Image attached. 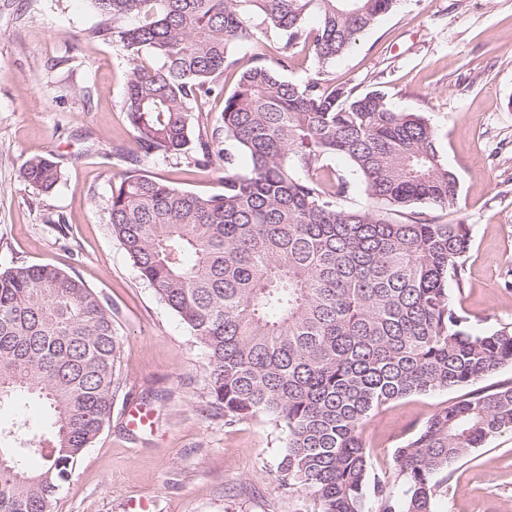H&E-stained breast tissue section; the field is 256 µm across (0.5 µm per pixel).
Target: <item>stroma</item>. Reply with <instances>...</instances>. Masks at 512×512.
I'll return each instance as SVG.
<instances>
[{"instance_id":"stroma-1","label":"stroma","mask_w":512,"mask_h":512,"mask_svg":"<svg viewBox=\"0 0 512 512\" xmlns=\"http://www.w3.org/2000/svg\"><path fill=\"white\" fill-rule=\"evenodd\" d=\"M99 21L91 0H0V271L52 263L78 274L111 301L122 335L126 382L112 419L54 512H127L140 499L150 512H314L274 479L284 447L274 421L210 418L203 347L112 235L105 203L129 170L191 192L219 183L180 157L134 160L131 65L118 43L88 38ZM328 71L437 129L459 180L449 218L471 228L453 303L475 330L512 326V0H401ZM40 154L62 172L49 192L18 176ZM460 396L412 395L374 412L363 428L374 472L393 480L396 448ZM132 406L152 425H129ZM436 512H512L511 431L450 467Z\"/></svg>"}]
</instances>
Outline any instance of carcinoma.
Here are the masks:
<instances>
[{
	"label": "carcinoma",
	"mask_w": 512,
	"mask_h": 512,
	"mask_svg": "<svg viewBox=\"0 0 512 512\" xmlns=\"http://www.w3.org/2000/svg\"><path fill=\"white\" fill-rule=\"evenodd\" d=\"M91 2L100 22L87 37L120 44L132 64L123 110L136 157L220 173L222 190L200 194L132 169L106 202L140 278L206 352L212 417L280 426L274 478L316 512H366L370 499L377 512H434L448 469L512 430V383L417 429L395 453L399 494L372 473L362 427L393 401L512 367V328L475 331L452 304L471 232L429 214L457 207L459 186L429 120L378 89L329 82L328 66L399 0ZM253 43L275 51L274 65L253 55L224 94L235 49ZM300 48L317 66L289 82L281 72ZM216 99L211 126L200 113ZM336 156L368 204L343 205L348 180L317 174ZM19 176L49 191L61 173L39 156ZM121 349L112 302L79 276L52 264L0 272V407L26 395L49 413L40 430L20 412L0 424V512H52L110 422Z\"/></svg>",
	"instance_id": "cac0c4a2"
}]
</instances>
